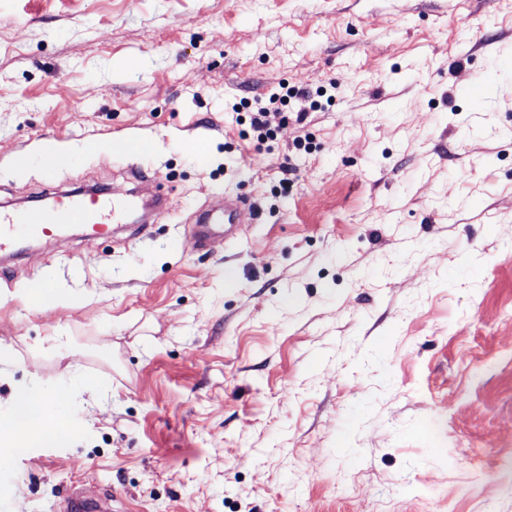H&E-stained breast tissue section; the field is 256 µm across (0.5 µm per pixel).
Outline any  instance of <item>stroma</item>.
I'll return each mask as SVG.
<instances>
[{"instance_id":"stroma-1","label":"stroma","mask_w":512,"mask_h":512,"mask_svg":"<svg viewBox=\"0 0 512 512\" xmlns=\"http://www.w3.org/2000/svg\"><path fill=\"white\" fill-rule=\"evenodd\" d=\"M283 83L318 107L256 147L239 102ZM133 165L146 235H23L0 279V416L64 391L78 430L0 512H512V0H0V204ZM242 206V200L228 196L224 197V207L220 204L213 206L209 212L195 224L198 243L205 246L214 241V235L211 231L212 224L224 223L225 227L239 224L238 217ZM88 489L84 487L75 488L65 497L66 511H112L109 501L112 499L107 494L98 501L88 498Z\"/></svg>"}]
</instances>
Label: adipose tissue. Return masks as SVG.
<instances>
[{
	"mask_svg": "<svg viewBox=\"0 0 512 512\" xmlns=\"http://www.w3.org/2000/svg\"><path fill=\"white\" fill-rule=\"evenodd\" d=\"M66 403L62 393L50 401L35 388L18 389L8 415L0 421V431L11 439L12 455L45 444L59 445L76 437L77 430L65 413Z\"/></svg>",
	"mask_w": 512,
	"mask_h": 512,
	"instance_id": "adipose-tissue-1",
	"label": "adipose tissue"
}]
</instances>
